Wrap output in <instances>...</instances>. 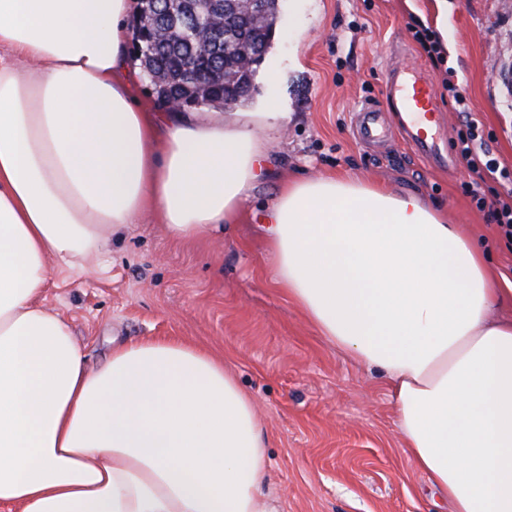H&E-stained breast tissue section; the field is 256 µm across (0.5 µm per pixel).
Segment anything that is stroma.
<instances>
[{"instance_id":"obj_1","label":"stroma","mask_w":512,"mask_h":512,"mask_svg":"<svg viewBox=\"0 0 512 512\" xmlns=\"http://www.w3.org/2000/svg\"><path fill=\"white\" fill-rule=\"evenodd\" d=\"M437 17L435 0H281L248 109L283 100L288 127L272 133L268 172L242 219L223 234L175 239L151 217L113 236L106 272L48 273L45 303L71 325L90 366L115 345L158 337L223 360L263 423L277 512H450L406 448L379 371L320 336L274 283L264 225L282 181L350 174L417 191L467 228L496 278L512 281V250L464 194L463 162L436 170L402 139L375 153L351 134L360 104L385 105V68L398 59L431 80L445 116L442 146H453L459 129L442 84L449 73L493 157L512 169V0H448L442 64L410 33Z\"/></svg>"}]
</instances>
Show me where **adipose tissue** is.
<instances>
[{
	"instance_id": "obj_1",
	"label": "adipose tissue",
	"mask_w": 512,
	"mask_h": 512,
	"mask_svg": "<svg viewBox=\"0 0 512 512\" xmlns=\"http://www.w3.org/2000/svg\"><path fill=\"white\" fill-rule=\"evenodd\" d=\"M131 0H0V508L276 512L266 438L222 360L180 340L89 367L45 306L47 266L102 257L146 212L190 238L235 223L267 156L264 111L148 112ZM275 283L388 381L398 427L454 512H512V320L480 248L415 191L285 182Z\"/></svg>"
}]
</instances>
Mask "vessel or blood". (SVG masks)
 <instances>
[{"mask_svg": "<svg viewBox=\"0 0 512 512\" xmlns=\"http://www.w3.org/2000/svg\"><path fill=\"white\" fill-rule=\"evenodd\" d=\"M386 98L388 110L397 113L413 150L432 164L451 163V155L441 152L437 140L441 116L435 108L430 81L410 74L404 66L394 65L388 71ZM385 111L370 103L356 110L355 131L360 140L372 145L384 142L389 132Z\"/></svg>", "mask_w": 512, "mask_h": 512, "instance_id": "vessel-or-blood-1", "label": "vessel or blood"}]
</instances>
